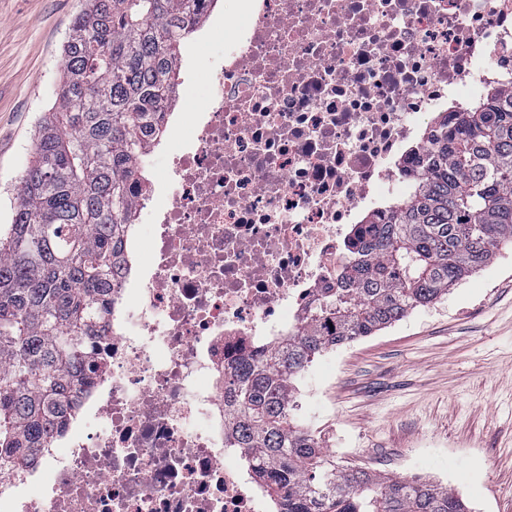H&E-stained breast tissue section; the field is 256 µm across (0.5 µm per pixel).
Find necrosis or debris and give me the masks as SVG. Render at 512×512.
Segmentation results:
<instances>
[{"mask_svg": "<svg viewBox=\"0 0 512 512\" xmlns=\"http://www.w3.org/2000/svg\"><path fill=\"white\" fill-rule=\"evenodd\" d=\"M202 111L165 109L136 175L107 336L0 512H276L224 431V369L297 331L362 212L405 198L427 113L512 79V0H241Z\"/></svg>", "mask_w": 512, "mask_h": 512, "instance_id": "4bbe7bcc", "label": "necrosis or debris"}]
</instances>
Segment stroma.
<instances>
[{
    "label": "stroma",
    "mask_w": 512,
    "mask_h": 512,
    "mask_svg": "<svg viewBox=\"0 0 512 512\" xmlns=\"http://www.w3.org/2000/svg\"><path fill=\"white\" fill-rule=\"evenodd\" d=\"M89 0H0V225ZM297 420L337 463L434 480L471 512H512V244L448 295L319 356Z\"/></svg>",
    "instance_id": "stroma-1"
}]
</instances>
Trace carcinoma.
<instances>
[{
    "label": "carcinoma",
    "instance_id": "carcinoma-1",
    "mask_svg": "<svg viewBox=\"0 0 512 512\" xmlns=\"http://www.w3.org/2000/svg\"><path fill=\"white\" fill-rule=\"evenodd\" d=\"M204 0H90L64 45L12 221L0 225V464L48 447L95 370L147 133L177 93L174 62ZM409 195L353 232L341 287L304 325L224 374L233 447L279 512H469L455 489L348 467L296 421L295 382L322 353L436 302L512 243V86L432 124Z\"/></svg>",
    "mask_w": 512,
    "mask_h": 512
}]
</instances>
